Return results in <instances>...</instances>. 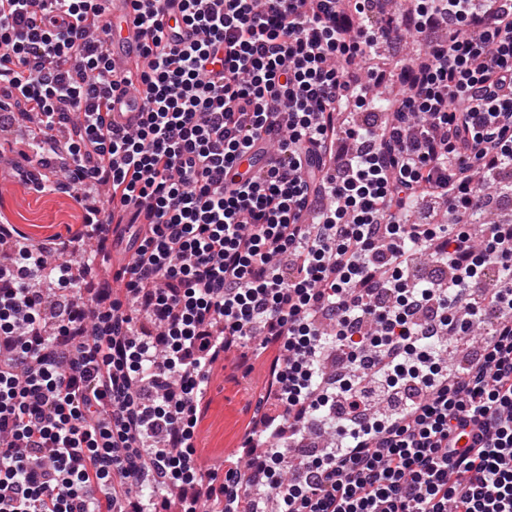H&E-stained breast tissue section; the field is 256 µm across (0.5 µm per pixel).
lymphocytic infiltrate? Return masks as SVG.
Segmentation results:
<instances>
[{
  "mask_svg": "<svg viewBox=\"0 0 512 512\" xmlns=\"http://www.w3.org/2000/svg\"><path fill=\"white\" fill-rule=\"evenodd\" d=\"M168 0H131L148 68L119 74L107 0H0V103L33 114L34 150L83 227L35 248L0 231V512H512V224L480 234L474 171L512 168V0H179L193 41H165ZM387 12L384 25L365 15ZM413 37L381 124L360 64ZM142 87L135 128L109 95ZM258 175L228 180L256 141ZM139 227L123 283L94 301L72 256ZM447 270L421 280L414 257ZM489 323L466 367L448 339ZM281 356L240 453L204 480L196 412L218 356ZM341 443L292 467L268 439L331 412Z\"/></svg>",
  "mask_w": 512,
  "mask_h": 512,
  "instance_id": "obj_1",
  "label": "lymphocytic infiltrate"
}]
</instances>
